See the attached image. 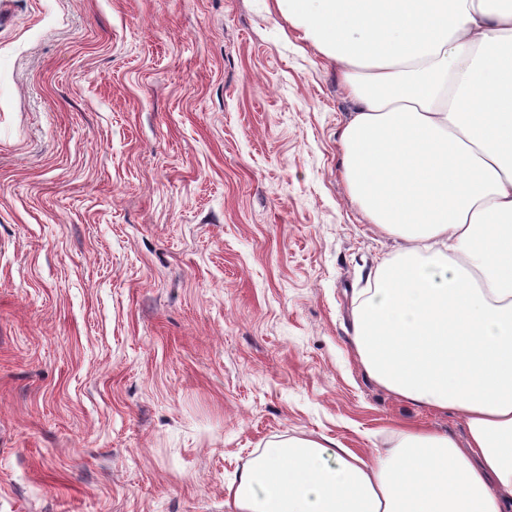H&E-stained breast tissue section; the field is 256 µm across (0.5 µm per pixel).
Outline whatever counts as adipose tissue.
<instances>
[{
    "instance_id": "obj_1",
    "label": "adipose tissue",
    "mask_w": 512,
    "mask_h": 512,
    "mask_svg": "<svg viewBox=\"0 0 512 512\" xmlns=\"http://www.w3.org/2000/svg\"><path fill=\"white\" fill-rule=\"evenodd\" d=\"M503 0H274L342 65L352 198L389 236L355 315L368 375L463 419L466 446L392 430L364 459L288 439L240 475L235 512H512V6Z\"/></svg>"
}]
</instances>
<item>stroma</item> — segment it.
<instances>
[{"mask_svg":"<svg viewBox=\"0 0 512 512\" xmlns=\"http://www.w3.org/2000/svg\"><path fill=\"white\" fill-rule=\"evenodd\" d=\"M353 109L272 0H0V512H234L277 441L465 444L356 353L400 242Z\"/></svg>","mask_w":512,"mask_h":512,"instance_id":"obj_1","label":"stroma"}]
</instances>
